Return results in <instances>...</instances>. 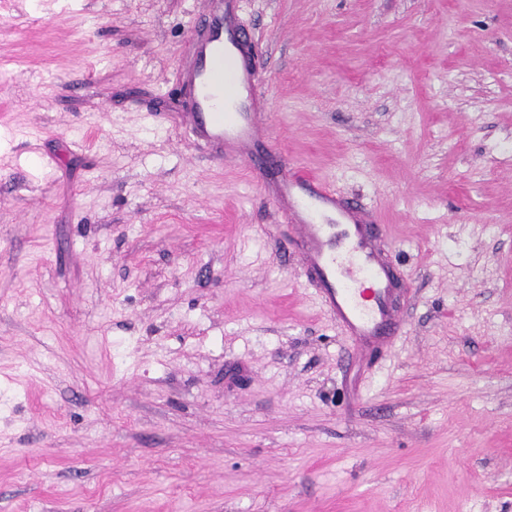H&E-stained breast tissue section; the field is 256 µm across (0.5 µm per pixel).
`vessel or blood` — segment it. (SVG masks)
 Masks as SVG:
<instances>
[{
  "mask_svg": "<svg viewBox=\"0 0 512 512\" xmlns=\"http://www.w3.org/2000/svg\"><path fill=\"white\" fill-rule=\"evenodd\" d=\"M243 0H203L180 76L190 103L189 133L216 161H240L272 198L291 229L288 247L325 312L371 362L403 331L393 266L376 239L380 225L356 203L344 204L320 179L285 166L258 88L261 58L242 24Z\"/></svg>",
  "mask_w": 512,
  "mask_h": 512,
  "instance_id": "1",
  "label": "vessel or blood"
}]
</instances>
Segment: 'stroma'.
I'll return each instance as SVG.
<instances>
[{
  "instance_id": "stroma-1",
  "label": "stroma",
  "mask_w": 512,
  "mask_h": 512,
  "mask_svg": "<svg viewBox=\"0 0 512 512\" xmlns=\"http://www.w3.org/2000/svg\"><path fill=\"white\" fill-rule=\"evenodd\" d=\"M201 0H0V512H512V0H245L287 161L382 218L371 367L190 136Z\"/></svg>"
}]
</instances>
